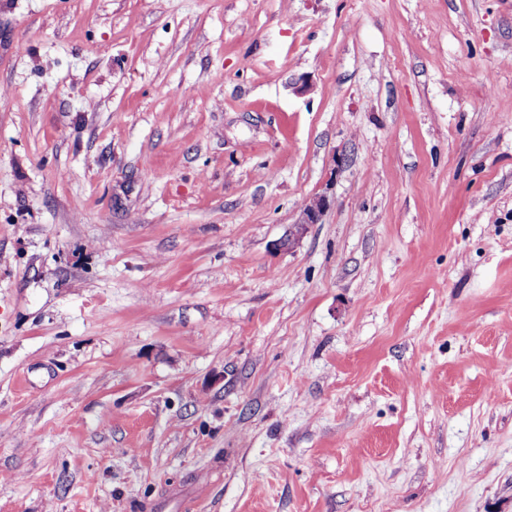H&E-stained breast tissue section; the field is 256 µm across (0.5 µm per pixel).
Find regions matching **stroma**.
Returning a JSON list of instances; mask_svg holds the SVG:
<instances>
[{"label": "stroma", "mask_w": 512, "mask_h": 512, "mask_svg": "<svg viewBox=\"0 0 512 512\" xmlns=\"http://www.w3.org/2000/svg\"><path fill=\"white\" fill-rule=\"evenodd\" d=\"M0 512H512V0H0Z\"/></svg>", "instance_id": "35a3bbf8"}]
</instances>
